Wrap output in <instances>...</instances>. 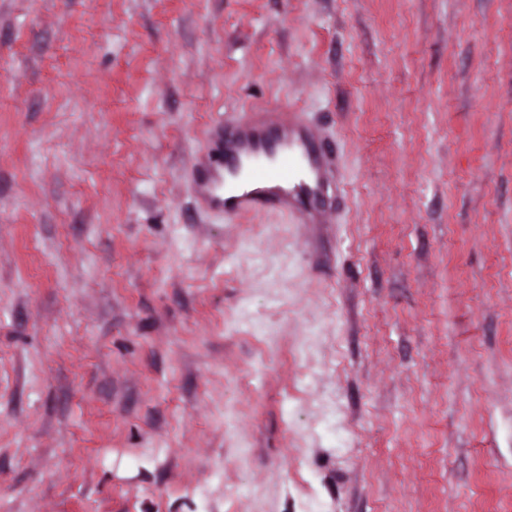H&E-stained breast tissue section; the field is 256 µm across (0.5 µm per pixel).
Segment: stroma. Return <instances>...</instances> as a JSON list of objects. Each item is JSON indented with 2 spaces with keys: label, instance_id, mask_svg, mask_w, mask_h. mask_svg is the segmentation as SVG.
Returning a JSON list of instances; mask_svg holds the SVG:
<instances>
[{
  "label": "stroma",
  "instance_id": "stroma-1",
  "mask_svg": "<svg viewBox=\"0 0 512 512\" xmlns=\"http://www.w3.org/2000/svg\"><path fill=\"white\" fill-rule=\"evenodd\" d=\"M250 105L330 223L203 210ZM0 512H512V0H0Z\"/></svg>",
  "mask_w": 512,
  "mask_h": 512
}]
</instances>
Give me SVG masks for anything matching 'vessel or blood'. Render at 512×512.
<instances>
[{"label": "vessel or blood", "instance_id": "vessel-or-blood-1", "mask_svg": "<svg viewBox=\"0 0 512 512\" xmlns=\"http://www.w3.org/2000/svg\"><path fill=\"white\" fill-rule=\"evenodd\" d=\"M194 170L198 199L227 219L274 211L296 224L328 221L332 161L292 109L258 106L225 113Z\"/></svg>", "mask_w": 512, "mask_h": 512}]
</instances>
